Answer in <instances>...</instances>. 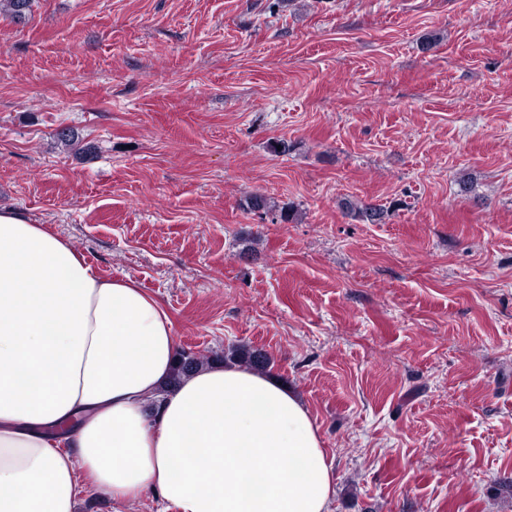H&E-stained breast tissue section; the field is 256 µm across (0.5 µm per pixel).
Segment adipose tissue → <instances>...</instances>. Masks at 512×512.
<instances>
[{
	"instance_id": "adipose-tissue-1",
	"label": "adipose tissue",
	"mask_w": 512,
	"mask_h": 512,
	"mask_svg": "<svg viewBox=\"0 0 512 512\" xmlns=\"http://www.w3.org/2000/svg\"><path fill=\"white\" fill-rule=\"evenodd\" d=\"M160 303L0 209V512H76L83 487L177 512H332L304 401L229 364L173 391Z\"/></svg>"
}]
</instances>
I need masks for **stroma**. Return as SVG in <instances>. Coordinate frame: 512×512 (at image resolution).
I'll return each instance as SVG.
<instances>
[{
  "label": "stroma",
  "instance_id": "obj_1",
  "mask_svg": "<svg viewBox=\"0 0 512 512\" xmlns=\"http://www.w3.org/2000/svg\"><path fill=\"white\" fill-rule=\"evenodd\" d=\"M0 207L179 348L265 351L332 512H512V0H34L0 15ZM341 207L349 216L368 224H377L384 215V210L380 207L363 204L349 198L342 200Z\"/></svg>",
  "mask_w": 512,
  "mask_h": 512
}]
</instances>
